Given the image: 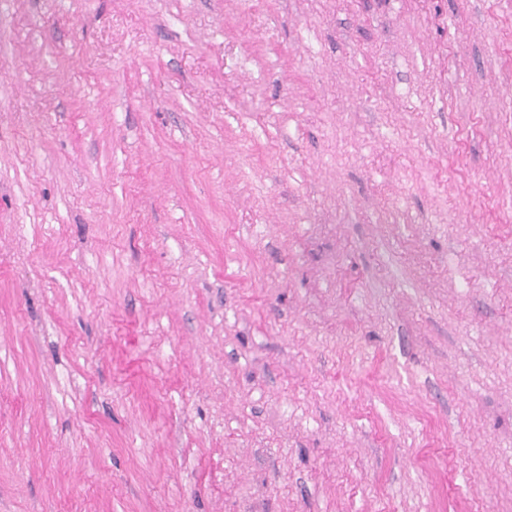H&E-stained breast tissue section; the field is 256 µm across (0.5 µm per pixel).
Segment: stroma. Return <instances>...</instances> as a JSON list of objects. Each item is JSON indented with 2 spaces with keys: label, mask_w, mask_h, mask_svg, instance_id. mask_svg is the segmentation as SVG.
I'll use <instances>...</instances> for the list:
<instances>
[{
  "label": "stroma",
  "mask_w": 512,
  "mask_h": 512,
  "mask_svg": "<svg viewBox=\"0 0 512 512\" xmlns=\"http://www.w3.org/2000/svg\"><path fill=\"white\" fill-rule=\"evenodd\" d=\"M0 512H512V0H0Z\"/></svg>",
  "instance_id": "35a3bbf8"
}]
</instances>
